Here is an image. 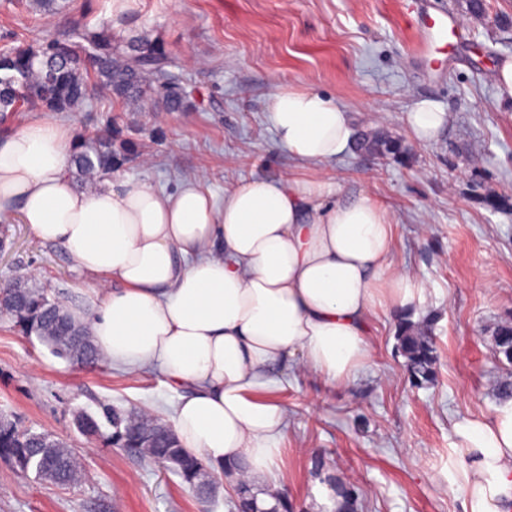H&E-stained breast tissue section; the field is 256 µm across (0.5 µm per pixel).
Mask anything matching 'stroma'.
Returning <instances> with one entry per match:
<instances>
[{
  "mask_svg": "<svg viewBox=\"0 0 512 512\" xmlns=\"http://www.w3.org/2000/svg\"><path fill=\"white\" fill-rule=\"evenodd\" d=\"M39 21L17 0H0V46L39 42L71 22L111 26L114 36L159 41L183 67L193 100L167 111L156 95L126 104L97 94L74 112L52 114L72 134L112 123L132 152L112 177L166 190L203 177L216 199L237 182L310 177L275 141L267 109L275 85L312 89L350 114L355 131L399 139L403 157L347 148L324 168L337 200L362 196L392 214L396 265L425 290L413 321H433L437 380L412 384L396 318L374 315L372 356L348 385L291 371L278 394L287 410L280 468L294 512H312L328 477L357 488L359 512H463L454 426L490 415L506 371L493 335L512 318V104L493 81L512 57V0H70ZM448 11L453 48L428 50L423 15ZM449 112L431 142L417 140L407 113L419 100ZM0 281L31 280L83 306L95 282L59 245L38 239L19 215L0 221ZM153 368L131 377L106 363L57 357L36 336L0 320V417L46 431L74 448L82 478L60 486L0 458V512H235L231 491L200 502L181 479L113 446L103 406L153 411L169 420L177 402ZM101 419L88 436L76 418Z\"/></svg>",
  "mask_w": 512,
  "mask_h": 512,
  "instance_id": "stroma-1",
  "label": "stroma"
}]
</instances>
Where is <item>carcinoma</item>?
<instances>
[{
	"mask_svg": "<svg viewBox=\"0 0 512 512\" xmlns=\"http://www.w3.org/2000/svg\"><path fill=\"white\" fill-rule=\"evenodd\" d=\"M33 12L55 15L68 7V0H29ZM171 64L161 47L150 40L132 36L119 41L109 27L95 28L74 23L59 36L48 35L34 44H20L0 50V122L19 106L32 111L69 112L82 105L100 89L129 103L138 101L145 90L157 88L170 111L186 107L187 92L180 79L167 70ZM356 149L373 154H406L407 148L382 133L362 136ZM117 148L113 128L93 135H80L73 144L72 173L80 185L92 189L112 174ZM0 317L21 333L35 335L58 357L92 365L98 361L83 327L74 324L61 302L49 290L33 282L20 288H3ZM397 340L406 369L416 385L435 381L436 350L428 329L408 318L398 320ZM495 355L512 366V321L498 326ZM0 424V456L16 465L30 463L36 477L66 485L78 480L76 454L48 432L10 430ZM122 441L144 460L164 461L181 481L205 500L216 496L219 484L196 457L189 455L175 435L159 420L146 414L125 416ZM346 510L358 512L359 494L354 487L338 489ZM253 489L242 484L234 501L236 512H257Z\"/></svg>",
	"mask_w": 512,
	"mask_h": 512,
	"instance_id": "carcinoma-1",
	"label": "carcinoma"
}]
</instances>
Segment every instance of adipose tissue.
Wrapping results in <instances>:
<instances>
[{
    "label": "adipose tissue",
    "mask_w": 512,
    "mask_h": 512,
    "mask_svg": "<svg viewBox=\"0 0 512 512\" xmlns=\"http://www.w3.org/2000/svg\"><path fill=\"white\" fill-rule=\"evenodd\" d=\"M268 112L278 144L311 169L351 141L346 110L318 92L276 89ZM448 120L428 100L408 113L423 141ZM71 148L49 120L0 138V218L19 213L98 279L91 307L70 314L100 357L129 375L158 368L180 393L171 422L183 448L229 488L253 484L270 512L287 420L270 388L299 367L331 386L353 380L370 358L371 317L423 299L391 260L387 209L330 202L333 184L292 176L237 183L220 205L199 176L172 192L109 179L80 192ZM455 433L463 512H512V400Z\"/></svg>",
    "instance_id": "adipose-tissue-1"
}]
</instances>
